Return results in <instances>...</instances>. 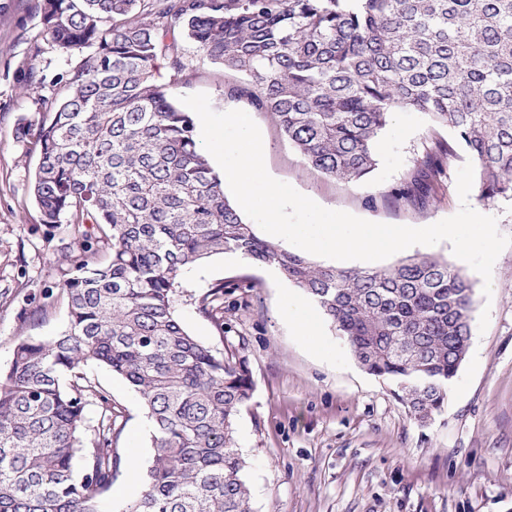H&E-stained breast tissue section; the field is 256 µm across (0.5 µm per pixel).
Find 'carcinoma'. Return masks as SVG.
I'll list each match as a JSON object with an SVG mask.
<instances>
[{"label": "carcinoma", "instance_id": "cac0c4a2", "mask_svg": "<svg viewBox=\"0 0 512 512\" xmlns=\"http://www.w3.org/2000/svg\"><path fill=\"white\" fill-rule=\"evenodd\" d=\"M43 34L83 54L36 135L43 223L69 217L65 330L21 337L0 374V512H101L126 465L104 366L152 423L144 490L125 512H252L233 433L253 390L243 346L191 336L173 296L191 265L236 252L278 267L395 385L415 420L441 410L470 340L473 285L448 259L386 268L317 264L261 238L224 194L190 113L155 80L186 69L182 39L234 73L232 91L270 113L313 168L355 184L376 166L392 112H422L453 143L428 150L401 200L413 204L462 149L482 204L512 197V0H41ZM200 314L224 332V286ZM97 407L95 421L87 416Z\"/></svg>", "mask_w": 512, "mask_h": 512}]
</instances>
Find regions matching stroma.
<instances>
[{
    "instance_id": "stroma-1",
    "label": "stroma",
    "mask_w": 512,
    "mask_h": 512,
    "mask_svg": "<svg viewBox=\"0 0 512 512\" xmlns=\"http://www.w3.org/2000/svg\"><path fill=\"white\" fill-rule=\"evenodd\" d=\"M39 0H0V372H6L18 337L51 339L67 324L62 298H46L65 268L69 241L65 225L43 223L32 192L40 147L17 139L20 120L39 124L53 85L75 67L42 33ZM190 66L180 75L160 67L159 82L174 96L208 94L215 112L251 114L263 140L266 168L324 208L362 219L412 227L456 214V174L468 157L452 160L429 201L396 204L424 149L451 141L447 128L431 126L418 112H393L377 146V166L352 186L312 168L265 112L232 95L233 73L199 61L187 45ZM51 83L31 90L22 78L28 64ZM458 269L473 285L472 320L489 310L486 331L472 329L467 354L450 383L443 407L420 424L398 401L390 383L366 373L343 336L329 321L308 340L297 336L281 312L292 284L270 264L227 252L184 273L174 297L177 319L216 351L244 343L253 378L250 400L237 418L235 443L246 462L244 479L253 512H512V246L492 270V294L467 263ZM224 284V327L196 309L195 301ZM93 381L123 412L116 446L123 458L147 470L153 450L138 394L102 367Z\"/></svg>"
}]
</instances>
